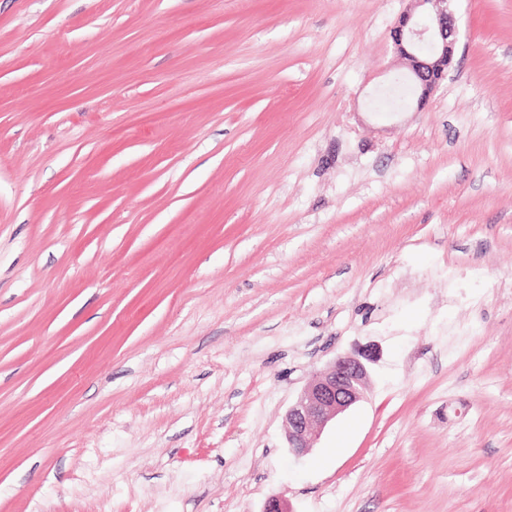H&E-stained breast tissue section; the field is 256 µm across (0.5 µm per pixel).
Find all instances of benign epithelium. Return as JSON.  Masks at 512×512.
Here are the masks:
<instances>
[{"label":"benign epithelium","instance_id":"1","mask_svg":"<svg viewBox=\"0 0 512 512\" xmlns=\"http://www.w3.org/2000/svg\"><path fill=\"white\" fill-rule=\"evenodd\" d=\"M457 26L448 0H410L391 31L404 76L425 100L443 80L453 59ZM374 356L367 349L337 356L289 406L288 450L306 455L326 425L360 401L367 389Z\"/></svg>","mask_w":512,"mask_h":512}]
</instances>
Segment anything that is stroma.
I'll return each instance as SVG.
<instances>
[{
	"instance_id": "35a3bbf8",
	"label": "stroma",
	"mask_w": 512,
	"mask_h": 512,
	"mask_svg": "<svg viewBox=\"0 0 512 512\" xmlns=\"http://www.w3.org/2000/svg\"><path fill=\"white\" fill-rule=\"evenodd\" d=\"M407 6L0 0V512H512V0L384 114ZM374 361L368 349L338 355L300 392L287 412L290 453L306 455L326 425L363 398Z\"/></svg>"
}]
</instances>
